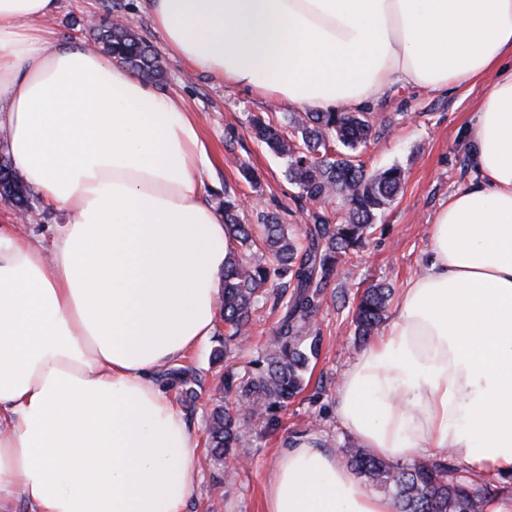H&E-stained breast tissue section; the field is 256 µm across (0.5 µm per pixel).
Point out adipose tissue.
Segmentation results:
<instances>
[{"label": "adipose tissue", "mask_w": 512, "mask_h": 512, "mask_svg": "<svg viewBox=\"0 0 512 512\" xmlns=\"http://www.w3.org/2000/svg\"><path fill=\"white\" fill-rule=\"evenodd\" d=\"M165 50L264 98L358 111L392 86L493 76L479 179L430 230L421 273L345 371L338 418L392 461L448 452L512 477V0H145ZM0 0V126L14 168L68 213L51 242L0 225V512H185L199 441L156 369L214 331L236 248L201 197L202 131L174 99ZM264 512H397L335 452L282 450Z\"/></svg>", "instance_id": "1"}]
</instances>
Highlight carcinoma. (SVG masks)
<instances>
[{
	"instance_id": "cac0c4a2",
	"label": "carcinoma",
	"mask_w": 512,
	"mask_h": 512,
	"mask_svg": "<svg viewBox=\"0 0 512 512\" xmlns=\"http://www.w3.org/2000/svg\"><path fill=\"white\" fill-rule=\"evenodd\" d=\"M96 40L122 65L144 79L163 75L154 46L128 26L110 22L96 29ZM255 136L283 160L288 182L300 197L313 204L335 200L345 209L341 221L331 224L320 212L301 225V237L289 234L288 225L275 213L260 215L262 248L267 258L246 260L233 256L224 264L221 310L224 320V355L245 335L261 288L275 276L287 279L291 293L283 305L275 335L266 349L263 368L224 374V389L252 407L255 423L272 422L270 414L288 405L301 390L303 374L319 352L320 337L310 319L320 306L325 288L336 276L342 257L359 250L372 225L396 199L404 185V170L393 165L367 170L360 149L370 140L373 116L369 112H299L288 115L289 134L261 115L250 119ZM3 189L21 209L29 194L10 161L0 157ZM224 226L244 249L255 245L251 224L241 223L237 199L224 194ZM389 290L371 286L361 294L356 310V333L366 340L381 326ZM175 382L191 400L200 386L198 371L190 366L170 368L160 375ZM239 406L217 405L211 415L207 448L219 461L234 455L240 438ZM353 470L372 485L391 493L397 512H483L501 488L470 473L451 457L435 456L404 465L386 461L353 442L345 448Z\"/></svg>"
}]
</instances>
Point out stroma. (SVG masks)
Instances as JSON below:
<instances>
[{
	"label": "stroma",
	"mask_w": 512,
	"mask_h": 512,
	"mask_svg": "<svg viewBox=\"0 0 512 512\" xmlns=\"http://www.w3.org/2000/svg\"><path fill=\"white\" fill-rule=\"evenodd\" d=\"M126 17L132 27L153 43L163 45L142 0H59L49 19L65 44H91L89 20L108 12ZM165 77L159 93L193 112L207 144L210 167L203 175L202 195L216 211H223L225 194L241 202L243 223H257L261 213L279 214L284 223L298 224L313 206L290 185L280 160L252 137L249 118L262 114L281 121L288 105L259 97L253 91L224 82L162 52ZM489 87L488 81L470 89L446 93L400 90L384 95L373 113L378 122L362 152L367 168L401 166L405 183L397 198L371 229L360 252L344 258L326 288L313 324L321 338L320 353L311 360L303 391L276 414L272 425L246 424L237 453L246 465L232 480L207 453H200V480L186 512H263V484L276 455L287 441L316 438L320 448L341 450L354 436L336 412L337 387L346 368L365 349L355 334L354 312L362 292L373 285L400 293L418 274L430 243V227L449 197L472 183L473 163L468 131ZM248 165L252 181H245L241 165ZM281 315L274 299L261 302L253 315L248 338L232 351L230 361L216 359L224 346V326L216 324L208 342L193 351L187 364L202 375L193 403H179L199 439H206L210 414L218 401L228 400L224 389L227 369L259 371L264 344Z\"/></svg>",
	"instance_id": "35a3bbf8"
}]
</instances>
